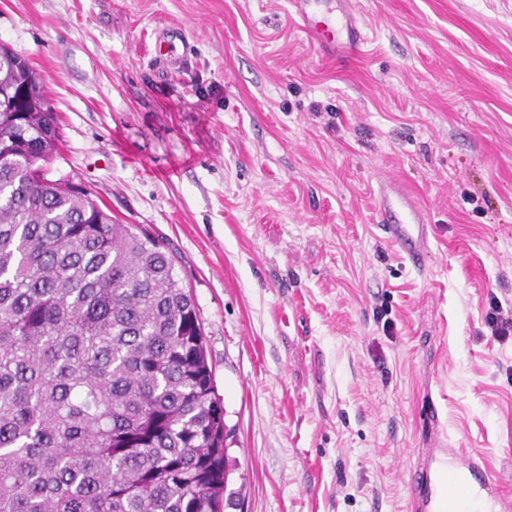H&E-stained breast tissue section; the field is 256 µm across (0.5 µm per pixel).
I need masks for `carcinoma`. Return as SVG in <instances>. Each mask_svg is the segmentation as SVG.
<instances>
[{"label":"carcinoma","instance_id":"cac0c4a2","mask_svg":"<svg viewBox=\"0 0 512 512\" xmlns=\"http://www.w3.org/2000/svg\"><path fill=\"white\" fill-rule=\"evenodd\" d=\"M0 46V512H220L235 470L164 242L50 181L57 116Z\"/></svg>","mask_w":512,"mask_h":512}]
</instances>
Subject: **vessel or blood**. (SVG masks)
Instances as JSON below:
<instances>
[{
  "mask_svg": "<svg viewBox=\"0 0 512 512\" xmlns=\"http://www.w3.org/2000/svg\"><path fill=\"white\" fill-rule=\"evenodd\" d=\"M300 29L323 57L360 56L367 41L354 0H288ZM379 228L415 270L431 250L432 226L423 207L399 184L378 188ZM418 512H512V501L493 494L482 451L428 448L412 477Z\"/></svg>",
  "mask_w": 512,
  "mask_h": 512,
  "instance_id": "vessel-or-blood-1",
  "label": "vessel or blood"
}]
</instances>
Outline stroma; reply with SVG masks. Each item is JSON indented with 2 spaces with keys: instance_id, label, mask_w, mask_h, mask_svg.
Instances as JSON below:
<instances>
[{
  "instance_id": "35a3bbf8",
  "label": "stroma",
  "mask_w": 512,
  "mask_h": 512,
  "mask_svg": "<svg viewBox=\"0 0 512 512\" xmlns=\"http://www.w3.org/2000/svg\"><path fill=\"white\" fill-rule=\"evenodd\" d=\"M355 2L349 65L287 0H0L59 116L46 177L176 256L233 512H411L432 407L512 498V338L486 324L512 304V0ZM381 176L434 226L427 272L381 237Z\"/></svg>"
}]
</instances>
